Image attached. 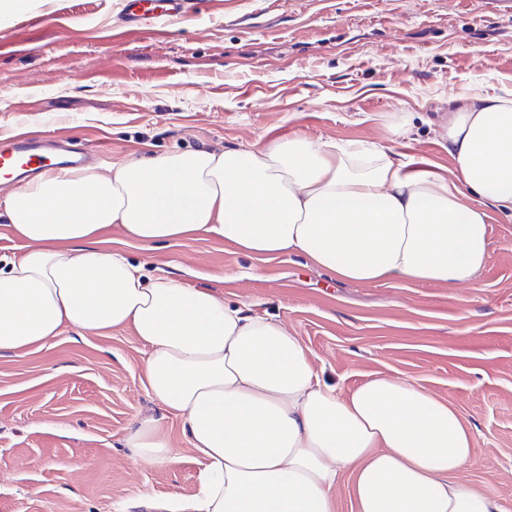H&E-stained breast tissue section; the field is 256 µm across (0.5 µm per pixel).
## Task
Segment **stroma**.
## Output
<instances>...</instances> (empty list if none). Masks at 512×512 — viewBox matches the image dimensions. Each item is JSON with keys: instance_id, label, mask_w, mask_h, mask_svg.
Returning a JSON list of instances; mask_svg holds the SVG:
<instances>
[{"instance_id": "obj_1", "label": "stroma", "mask_w": 512, "mask_h": 512, "mask_svg": "<svg viewBox=\"0 0 512 512\" xmlns=\"http://www.w3.org/2000/svg\"><path fill=\"white\" fill-rule=\"evenodd\" d=\"M188 18L131 26L120 0H32L0 23V143L26 132L112 162L295 136L370 141L454 169L452 98L512 94V0H187ZM403 126L394 134V126ZM475 286L357 284L308 258L252 257L195 235L98 246L145 272L282 322L323 378L350 390L381 374L451 402L471 428L458 481L512 512V217L490 210ZM129 327L69 328L0 355V512H159L196 492L199 457L166 414ZM162 419L178 452L137 466L130 429Z\"/></svg>"}]
</instances>
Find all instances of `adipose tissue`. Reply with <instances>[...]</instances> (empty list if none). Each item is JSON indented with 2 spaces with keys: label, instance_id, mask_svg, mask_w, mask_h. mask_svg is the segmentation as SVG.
I'll list each match as a JSON object with an SVG mask.
<instances>
[{
  "label": "adipose tissue",
  "instance_id": "adipose-tissue-1",
  "mask_svg": "<svg viewBox=\"0 0 512 512\" xmlns=\"http://www.w3.org/2000/svg\"><path fill=\"white\" fill-rule=\"evenodd\" d=\"M442 136L450 179L377 145L305 137L40 174L0 203L20 242L0 268V353L67 327H132L152 399L201 460L196 495L168 512H335L346 473L355 512H504L455 478L474 448L451 402L378 375L342 390L280 321L88 245L111 228L144 245L202 233L356 283L471 284L489 257L488 207L512 215V99H454ZM126 445L136 465L175 458L157 418Z\"/></svg>",
  "mask_w": 512,
  "mask_h": 512
}]
</instances>
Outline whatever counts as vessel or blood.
I'll list each match as a JSON object with an SVG mask.
<instances>
[{
  "label": "vessel or blood",
  "mask_w": 512,
  "mask_h": 512,
  "mask_svg": "<svg viewBox=\"0 0 512 512\" xmlns=\"http://www.w3.org/2000/svg\"><path fill=\"white\" fill-rule=\"evenodd\" d=\"M186 0H123V17L127 23L139 24L153 18L155 12L173 20L187 17ZM83 156L70 153H48L43 142L33 137L17 136L0 146V170L33 176L65 164L83 166Z\"/></svg>",
  "instance_id": "vessel-or-blood-1"
}]
</instances>
